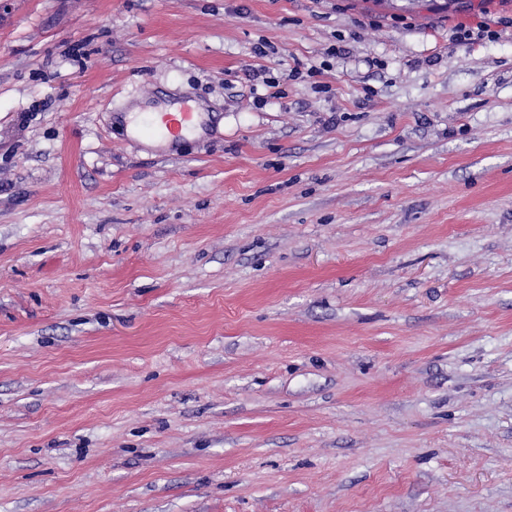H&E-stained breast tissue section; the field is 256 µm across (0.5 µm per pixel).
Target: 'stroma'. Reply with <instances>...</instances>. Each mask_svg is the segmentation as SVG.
Wrapping results in <instances>:
<instances>
[{"mask_svg":"<svg viewBox=\"0 0 512 512\" xmlns=\"http://www.w3.org/2000/svg\"><path fill=\"white\" fill-rule=\"evenodd\" d=\"M0 512H512V0H0ZM179 105L161 107L159 109H148L143 112H159L156 116L148 117L144 122L145 130L154 136L159 131L165 129L167 133L175 139L180 137L184 128L193 124L196 112L188 106H184L179 112H161L174 111Z\"/></svg>","mask_w":512,"mask_h":512,"instance_id":"stroma-1","label":"stroma"}]
</instances>
